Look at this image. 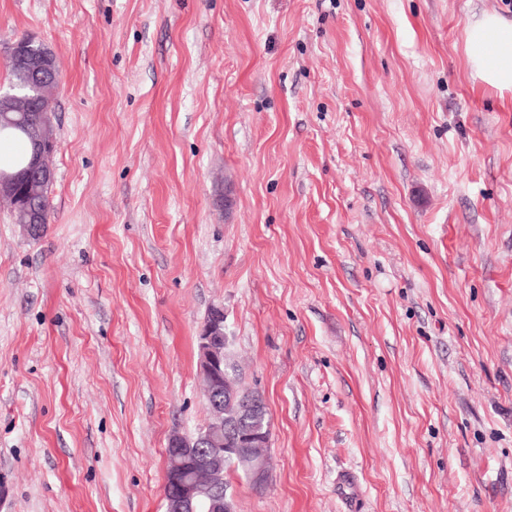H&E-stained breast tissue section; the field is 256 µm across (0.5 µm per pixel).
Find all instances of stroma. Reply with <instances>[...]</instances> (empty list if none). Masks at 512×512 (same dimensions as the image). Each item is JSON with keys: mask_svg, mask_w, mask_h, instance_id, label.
<instances>
[{"mask_svg": "<svg viewBox=\"0 0 512 512\" xmlns=\"http://www.w3.org/2000/svg\"><path fill=\"white\" fill-rule=\"evenodd\" d=\"M512 0H0L59 66L51 222L0 206V512H165L209 310L272 429L234 512H512ZM466 51L474 78L501 95L512 92V20L496 12L474 15L466 26Z\"/></svg>", "mask_w": 512, "mask_h": 512, "instance_id": "35a3bbf8", "label": "stroma"}]
</instances>
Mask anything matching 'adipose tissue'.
Instances as JSON below:
<instances>
[{"instance_id": "ef3b65f1", "label": "adipose tissue", "mask_w": 512, "mask_h": 512, "mask_svg": "<svg viewBox=\"0 0 512 512\" xmlns=\"http://www.w3.org/2000/svg\"><path fill=\"white\" fill-rule=\"evenodd\" d=\"M466 51L474 78L499 93L512 92V20L488 11L473 16Z\"/></svg>"}]
</instances>
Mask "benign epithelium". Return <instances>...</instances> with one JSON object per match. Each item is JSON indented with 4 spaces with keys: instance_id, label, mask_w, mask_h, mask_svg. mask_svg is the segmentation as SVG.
I'll return each mask as SVG.
<instances>
[{
    "instance_id": "benign-epithelium-1",
    "label": "benign epithelium",
    "mask_w": 512,
    "mask_h": 512,
    "mask_svg": "<svg viewBox=\"0 0 512 512\" xmlns=\"http://www.w3.org/2000/svg\"><path fill=\"white\" fill-rule=\"evenodd\" d=\"M8 62L30 81L50 88L47 70L51 61L49 48L33 38L12 43ZM7 100V111L0 113V123L17 122L30 132L32 156L28 167L17 173L0 170V199L20 211L22 230L36 235L43 223V213L32 205L42 186L54 177L51 158L55 144L39 100L24 94L0 91ZM197 374L203 386L209 420L195 433L173 431L167 441L166 512H233L224 480L226 468L242 462L254 485L267 479L271 429L261 423L267 403L257 390L237 389L231 374L229 337L224 334V308L211 309L198 329Z\"/></svg>"
}]
</instances>
